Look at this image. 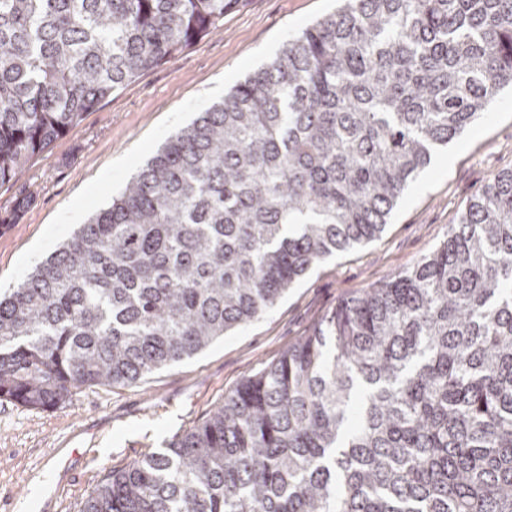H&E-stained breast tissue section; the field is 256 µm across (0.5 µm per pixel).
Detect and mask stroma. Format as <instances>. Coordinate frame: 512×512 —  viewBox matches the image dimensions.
I'll return each instance as SVG.
<instances>
[{
	"label": "stroma",
	"mask_w": 512,
	"mask_h": 512,
	"mask_svg": "<svg viewBox=\"0 0 512 512\" xmlns=\"http://www.w3.org/2000/svg\"><path fill=\"white\" fill-rule=\"evenodd\" d=\"M337 0H240L224 25L85 112L23 175L0 186V291L18 287L163 142ZM512 169V90L413 179L379 238L315 264L265 315L133 385L77 389L33 409L0 399V512H79L108 471L165 448L276 361L346 298L436 249L491 176Z\"/></svg>",
	"instance_id": "35a3bbf8"
}]
</instances>
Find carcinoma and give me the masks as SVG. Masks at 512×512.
<instances>
[{
	"label": "carcinoma",
	"instance_id": "carcinoma-1",
	"mask_svg": "<svg viewBox=\"0 0 512 512\" xmlns=\"http://www.w3.org/2000/svg\"><path fill=\"white\" fill-rule=\"evenodd\" d=\"M239 0H0V184ZM0 295V398L128 385L377 239L512 87V0H341ZM80 512H512V170Z\"/></svg>",
	"mask_w": 512,
	"mask_h": 512
}]
</instances>
